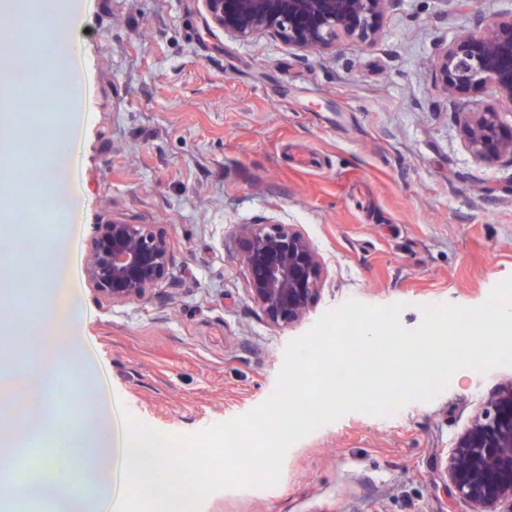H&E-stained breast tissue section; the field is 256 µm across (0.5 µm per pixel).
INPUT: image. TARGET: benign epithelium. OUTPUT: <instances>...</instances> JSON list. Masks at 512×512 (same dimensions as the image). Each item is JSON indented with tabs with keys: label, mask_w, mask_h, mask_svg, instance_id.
<instances>
[{
	"label": "benign epithelium",
	"mask_w": 512,
	"mask_h": 512,
	"mask_svg": "<svg viewBox=\"0 0 512 512\" xmlns=\"http://www.w3.org/2000/svg\"><path fill=\"white\" fill-rule=\"evenodd\" d=\"M393 0H202L205 24L239 39L257 33L300 50H331L345 37L374 41ZM437 82L450 93L490 86L512 106V14L486 19L457 37L437 60ZM468 148L479 163L512 158V126L499 113H458ZM241 261L250 297L272 327H290L320 293L318 252L296 224H252L243 231ZM166 236L151 224L112 219L98 225L87 255L91 288L114 303L144 299L169 268ZM445 473L473 512H512V382L500 387L458 437Z\"/></svg>",
	"instance_id": "1"
}]
</instances>
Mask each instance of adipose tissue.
<instances>
[{
  "instance_id": "obj_1",
  "label": "adipose tissue",
  "mask_w": 512,
  "mask_h": 512,
  "mask_svg": "<svg viewBox=\"0 0 512 512\" xmlns=\"http://www.w3.org/2000/svg\"><path fill=\"white\" fill-rule=\"evenodd\" d=\"M41 7L55 17L52 34L54 59L73 65L79 56L81 27L87 0H41ZM19 46L17 54L0 56V102L15 98L29 88L39 67L23 29L7 33ZM84 88L80 76H73L69 97L53 125L58 131L51 151H44L27 128L17 124L14 113L0 109V158L15 160L28 154L48 153L38 184L50 210L62 221L51 237L39 238L40 259L50 268L49 281L39 294L31 314L21 319L31 342L29 366L20 371L12 356L0 354V398L13 397L11 410L0 416V467L8 468L21 449L31 441L54 436L53 453L45 462L53 482L40 473L26 480L0 483V500L22 498L38 503L52 499L57 512H125L126 493L136 489L146 501H154L159 487L169 488L173 497L193 498L203 485L188 480L183 469L168 465L169 445L152 434L125 427L114 431L111 408H82L67 424H59L56 402L49 391L60 367H68L77 382L95 377L96 363L84 334L85 316L78 310L76 242L80 227L75 224L76 194L70 134L89 124L91 113L82 108ZM9 174H0V269L16 271L21 258L13 240L15 229L26 224L30 209ZM90 484L94 492L76 496L75 485Z\"/></svg>"
}]
</instances>
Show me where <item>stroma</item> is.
Masks as SVG:
<instances>
[{
	"label": "stroma",
	"mask_w": 512,
	"mask_h": 512,
	"mask_svg": "<svg viewBox=\"0 0 512 512\" xmlns=\"http://www.w3.org/2000/svg\"><path fill=\"white\" fill-rule=\"evenodd\" d=\"M394 0L370 43L305 52L207 29L201 0H91L80 29L87 105L79 255L100 224H151L171 261L148 298L81 284L113 397L184 439L276 389L287 344L350 299L473 307L512 276V163L474 160L457 114L512 106L439 89V54L512 0ZM249 224H296L323 281L299 324H267L240 259ZM512 366L470 370L433 401L350 412L287 452L278 483L213 492L200 512H471L446 455Z\"/></svg>",
	"instance_id": "obj_1"
}]
</instances>
